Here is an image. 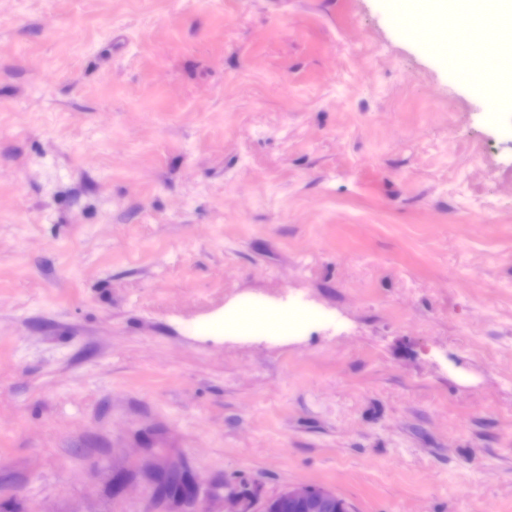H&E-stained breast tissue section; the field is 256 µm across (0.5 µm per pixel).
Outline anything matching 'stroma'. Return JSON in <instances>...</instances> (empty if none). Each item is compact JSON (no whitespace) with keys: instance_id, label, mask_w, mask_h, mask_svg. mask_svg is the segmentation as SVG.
I'll return each mask as SVG.
<instances>
[{"instance_id":"35a3bbf8","label":"stroma","mask_w":512,"mask_h":512,"mask_svg":"<svg viewBox=\"0 0 512 512\" xmlns=\"http://www.w3.org/2000/svg\"><path fill=\"white\" fill-rule=\"evenodd\" d=\"M456 11L0 0V512H512V90L448 69L511 32ZM224 499L233 507L230 512H292L291 509L305 504L309 512H339L342 510L340 498L335 492L321 489L316 490L311 486L289 487L278 495L265 499L262 502L258 497L254 498L252 504H248L235 490L225 492ZM258 508L257 510H254Z\"/></svg>"}]
</instances>
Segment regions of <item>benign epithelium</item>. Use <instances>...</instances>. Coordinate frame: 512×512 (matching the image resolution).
I'll use <instances>...</instances> for the list:
<instances>
[{
	"label": "benign epithelium",
	"instance_id": "benign-epithelium-1",
	"mask_svg": "<svg viewBox=\"0 0 512 512\" xmlns=\"http://www.w3.org/2000/svg\"><path fill=\"white\" fill-rule=\"evenodd\" d=\"M233 507L231 512H291V509L298 505H306L309 512H340V498L336 493L321 489L316 490L310 486L290 487L278 495L263 501L254 499L247 503L240 494L234 490L224 495Z\"/></svg>",
	"mask_w": 512,
	"mask_h": 512
}]
</instances>
